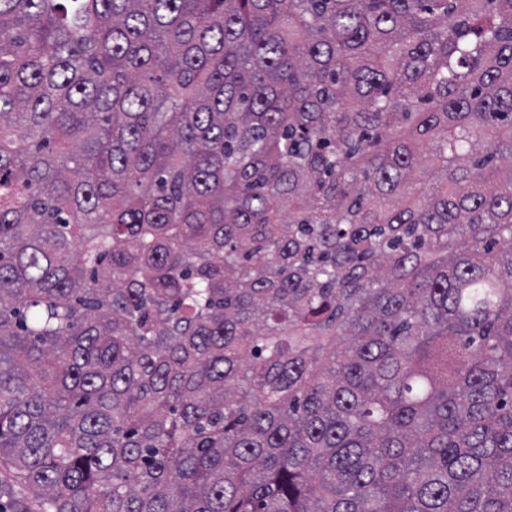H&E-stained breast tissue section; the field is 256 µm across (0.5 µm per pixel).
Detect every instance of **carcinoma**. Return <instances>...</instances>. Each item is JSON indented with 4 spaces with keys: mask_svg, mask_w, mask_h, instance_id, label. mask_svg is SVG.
Instances as JSON below:
<instances>
[{
    "mask_svg": "<svg viewBox=\"0 0 512 512\" xmlns=\"http://www.w3.org/2000/svg\"><path fill=\"white\" fill-rule=\"evenodd\" d=\"M0 463L512 512V0H0Z\"/></svg>",
    "mask_w": 512,
    "mask_h": 512,
    "instance_id": "carcinoma-1",
    "label": "carcinoma"
}]
</instances>
